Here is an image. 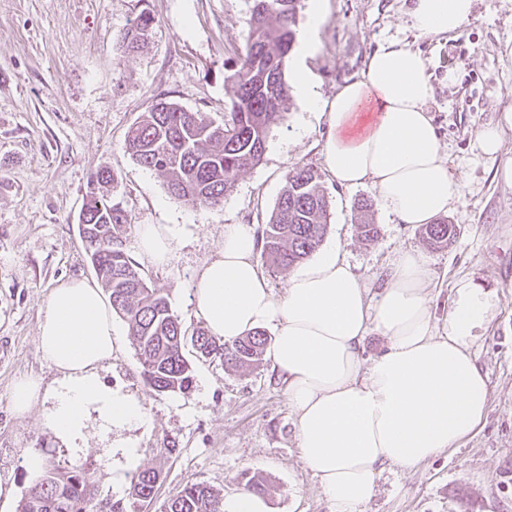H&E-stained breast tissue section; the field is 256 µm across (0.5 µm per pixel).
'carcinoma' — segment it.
<instances>
[{
  "instance_id": "obj_1",
  "label": "carcinoma",
  "mask_w": 512,
  "mask_h": 512,
  "mask_svg": "<svg viewBox=\"0 0 512 512\" xmlns=\"http://www.w3.org/2000/svg\"><path fill=\"white\" fill-rule=\"evenodd\" d=\"M301 2L245 0L251 32L239 62L224 77L232 98L222 121L159 99L129 128L126 151L140 166L161 176L171 196L201 208L221 204L239 176L260 162L271 130L286 124L290 85L285 59L296 42ZM152 24L150 16L139 15L124 34L126 48L144 44ZM116 182L117 175L108 168L90 176L78 220L85 230V252L110 293L112 311L128 325L146 382L157 392L185 395L193 382L192 366L184 355L186 330L167 296L150 286L127 253L128 212L103 194L105 186ZM328 217L321 174L312 167L293 168L269 221L257 231L261 256L281 272L298 265L320 246ZM456 235L457 225L445 221L428 224L423 231L431 247L447 245ZM190 340L200 357L229 368L258 367L268 344L261 330L226 342L198 329ZM39 479L35 493L22 497L18 512H93L88 464L62 467L48 460ZM159 479L157 469L141 470L128 501L108 502L105 512H143L155 498ZM220 502L211 487L196 483L170 499L165 512H220Z\"/></svg>"
}]
</instances>
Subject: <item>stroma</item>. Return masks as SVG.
I'll return each instance as SVG.
<instances>
[{"instance_id":"35a3bbf8","label":"stroma","mask_w":512,"mask_h":512,"mask_svg":"<svg viewBox=\"0 0 512 512\" xmlns=\"http://www.w3.org/2000/svg\"><path fill=\"white\" fill-rule=\"evenodd\" d=\"M413 0H322L315 52H290L287 78L305 65L319 99L332 98L367 58L399 42L428 61L433 96L427 110L463 196L449 209L458 227L448 247L429 248L419 229L378 204L372 184L347 189L326 172L324 116L306 111L299 95L288 120L270 134L256 166L239 176L221 205L201 209L172 197L157 174L134 160L125 135L157 99L223 119L232 94L224 76L250 35L243 0H0V512H17L34 474L26 457L65 465L88 463L93 502L126 497L113 485L116 462L98 424L81 447L57 442L45 426L44 404L16 415L11 389L22 376L53 384L58 374L37 350L38 323L59 281L94 277L78 232L89 175L113 170L109 188L132 218L126 249L137 258L142 224H169L176 247L167 265L139 260L148 283L163 289L189 331L203 327L191 303L192 282L220 248L228 224L267 223L297 166L322 173L330 201L325 241L339 244L353 271L381 288L396 252L420 251L443 323L451 289L465 280L493 293L497 310L474 345L489 378L488 414L459 448L410 470H383L365 512H512V187L496 175L512 161V130L497 155L482 152L479 131L512 112V0H476L454 35L422 36L411 24ZM154 24L148 45L128 52L122 36L141 13ZM372 200L380 235L363 241L358 200ZM100 372L104 383L140 398L147 423L129 430L142 467L161 472L150 512H164L183 486L203 483L228 496L243 492L241 475L267 482L272 512H332L317 479L300 457L294 416L271 362L254 370L224 369L185 356L193 368L189 395L159 393L145 381L128 326Z\"/></svg>"}]
</instances>
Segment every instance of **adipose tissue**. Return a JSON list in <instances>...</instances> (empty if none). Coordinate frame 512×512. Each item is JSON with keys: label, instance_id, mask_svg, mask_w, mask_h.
I'll return each instance as SVG.
<instances>
[{"label": "adipose tissue", "instance_id": "adipose-tissue-1", "mask_svg": "<svg viewBox=\"0 0 512 512\" xmlns=\"http://www.w3.org/2000/svg\"><path fill=\"white\" fill-rule=\"evenodd\" d=\"M474 5L414 0L412 23L423 36L450 35ZM427 69L420 52L393 43L373 53L359 77L324 103L312 93L306 69L295 75L307 110L326 112L330 175L347 188L372 183L384 209L412 227L447 214L463 195L426 109L433 96ZM175 243L168 225L139 227V254L153 264H166ZM256 251L252 225H225L221 248L195 279L193 301L209 333L224 340L272 329L268 357L285 385L301 456L332 512H364L385 467H414L459 447L481 426L488 377L472 346L494 315L489 292L457 283L438 334L419 251L395 256L374 300L336 244L295 269L279 296L260 271ZM373 330L386 345L367 361L363 342ZM117 342L112 307L95 281L69 279L52 289L37 348L61 378L45 423L73 448L90 419L98 418L120 456L112 472L120 484L141 462L138 442L126 432L146 418L142 400L100 380L98 368Z\"/></svg>", "mask_w": 512, "mask_h": 512}]
</instances>
